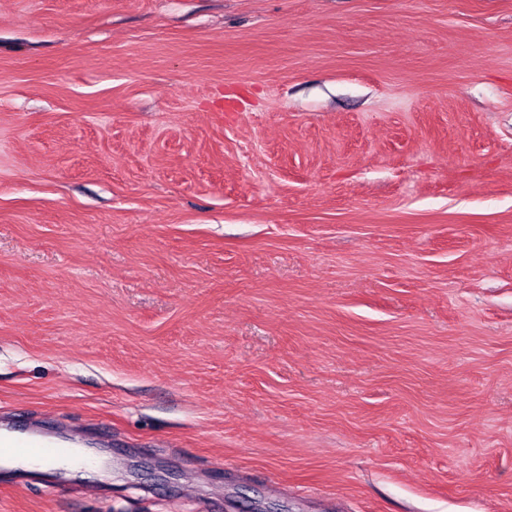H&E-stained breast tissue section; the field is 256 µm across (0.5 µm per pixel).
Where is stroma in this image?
<instances>
[{"mask_svg":"<svg viewBox=\"0 0 512 512\" xmlns=\"http://www.w3.org/2000/svg\"><path fill=\"white\" fill-rule=\"evenodd\" d=\"M0 512H512V0H0ZM55 436L43 430L20 431L9 423L0 424V454L28 459L36 463H54L60 460H83L77 448L78 437L56 441Z\"/></svg>","mask_w":512,"mask_h":512,"instance_id":"stroma-1","label":"stroma"}]
</instances>
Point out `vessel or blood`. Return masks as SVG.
I'll use <instances>...</instances> for the list:
<instances>
[{"label": "vessel or blood", "instance_id": "obj_1", "mask_svg": "<svg viewBox=\"0 0 512 512\" xmlns=\"http://www.w3.org/2000/svg\"><path fill=\"white\" fill-rule=\"evenodd\" d=\"M77 439L55 440L37 429L20 431L10 424H0V454L28 459L37 463L75 460L79 457Z\"/></svg>", "mask_w": 512, "mask_h": 512}]
</instances>
